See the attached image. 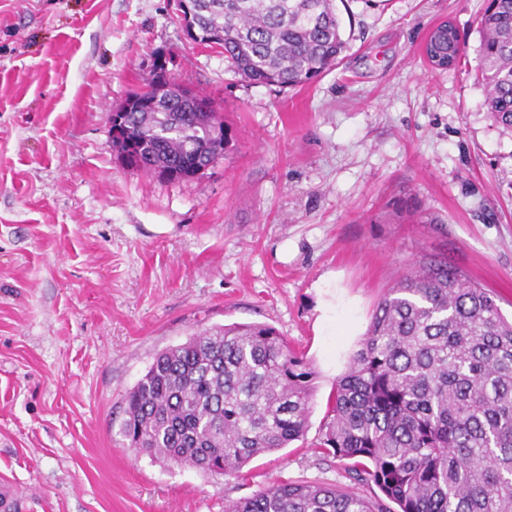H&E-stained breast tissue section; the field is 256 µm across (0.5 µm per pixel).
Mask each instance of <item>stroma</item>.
Segmentation results:
<instances>
[{
	"label": "stroma",
	"mask_w": 512,
	"mask_h": 512,
	"mask_svg": "<svg viewBox=\"0 0 512 512\" xmlns=\"http://www.w3.org/2000/svg\"><path fill=\"white\" fill-rule=\"evenodd\" d=\"M334 5L340 63L282 88L192 42L174 0H0V482L17 512H224L290 481L374 498L315 443L383 294L439 254L512 318V134L473 78L486 0ZM444 21L462 52L434 70L422 46ZM158 52L233 134L189 181L127 169L112 143ZM235 323L304 355V436L224 477L136 455L127 394L163 350Z\"/></svg>",
	"instance_id": "35a3bbf8"
}]
</instances>
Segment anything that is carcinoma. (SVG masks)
Returning <instances> with one entry per match:
<instances>
[{
  "mask_svg": "<svg viewBox=\"0 0 512 512\" xmlns=\"http://www.w3.org/2000/svg\"><path fill=\"white\" fill-rule=\"evenodd\" d=\"M199 44L256 84L296 87L335 68L346 48L333 0H199ZM478 80L492 121L512 131V0L480 19ZM435 28L427 52L446 54ZM149 103L142 104L140 100ZM208 97L173 100L156 80L125 102L128 167L193 178L226 150ZM312 372L271 326L204 330L163 351L129 392V447L212 476L300 439ZM322 453L348 461L369 500L331 485L281 483L224 512H512V321L489 289L435 254L420 257L374 311L327 401Z\"/></svg>",
  "mask_w": 512,
  "mask_h": 512,
  "instance_id": "carcinoma-1",
  "label": "carcinoma"
}]
</instances>
